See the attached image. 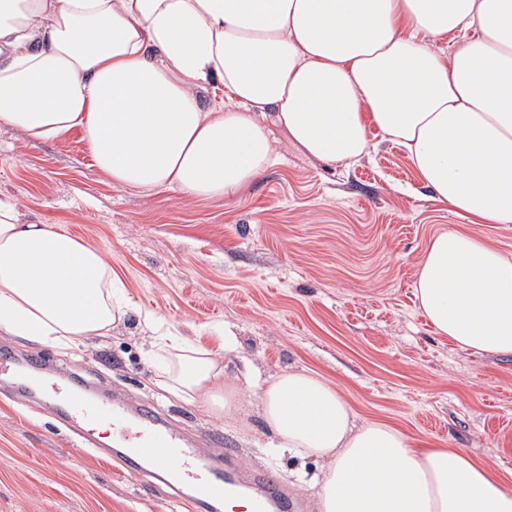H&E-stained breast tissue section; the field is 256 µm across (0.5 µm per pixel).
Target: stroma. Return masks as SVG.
<instances>
[{"mask_svg": "<svg viewBox=\"0 0 512 512\" xmlns=\"http://www.w3.org/2000/svg\"><path fill=\"white\" fill-rule=\"evenodd\" d=\"M272 135L277 162L246 189L207 200L112 186L79 131L34 143L2 127L0 196L18 201L21 223L55 225L102 251L127 299L180 334L214 349L232 330L239 347L224 361L228 377L251 367L318 371L360 419L466 449L512 486V356L437 336L413 294L429 240L463 218L432 200L401 149L383 143L334 167L302 156L281 130ZM149 336L131 313L111 336L67 348L0 333V351L49 358L92 398L153 404L205 451L229 452L230 469L271 470L300 512H317L302 477L318 463L271 448L253 390L243 391L238 426L208 402L163 393ZM0 512L195 510L88 449L37 398L0 392Z\"/></svg>", "mask_w": 512, "mask_h": 512, "instance_id": "stroma-1", "label": "stroma"}]
</instances>
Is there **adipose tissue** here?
<instances>
[{"label": "adipose tissue", "instance_id": "adipose-tissue-1", "mask_svg": "<svg viewBox=\"0 0 512 512\" xmlns=\"http://www.w3.org/2000/svg\"><path fill=\"white\" fill-rule=\"evenodd\" d=\"M214 84L222 103L205 100ZM273 124L333 166L377 130L436 202L512 224V0H0V127L35 141L80 130L113 186L224 197L274 164ZM120 286L97 248L20 223L0 198V332L56 347L109 336L130 308ZM414 293L437 335L512 355V259L478 235L436 233ZM139 317L156 386L238 423L223 358L236 337L217 353ZM247 382L275 448L321 461L319 512H512L489 464L359 421L316 373Z\"/></svg>", "mask_w": 512, "mask_h": 512}]
</instances>
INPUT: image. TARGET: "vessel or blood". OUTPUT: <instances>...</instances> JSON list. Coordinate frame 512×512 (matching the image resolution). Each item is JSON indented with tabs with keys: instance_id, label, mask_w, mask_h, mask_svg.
Here are the masks:
<instances>
[{
	"instance_id": "obj_1",
	"label": "vessel or blood",
	"mask_w": 512,
	"mask_h": 512,
	"mask_svg": "<svg viewBox=\"0 0 512 512\" xmlns=\"http://www.w3.org/2000/svg\"><path fill=\"white\" fill-rule=\"evenodd\" d=\"M46 369L38 356L17 359L0 353V375H10L17 393H30L28 374ZM39 394L50 412L64 414L73 428L90 433L97 424H110L112 445L106 453L128 471L151 464L160 472L172 474L208 502H225L240 497L243 490H250V512H286L288 508L283 489L272 473H225L223 458L198 454L193 441L173 429L167 418L152 408L139 403L90 399L81 385L55 378Z\"/></svg>"
}]
</instances>
